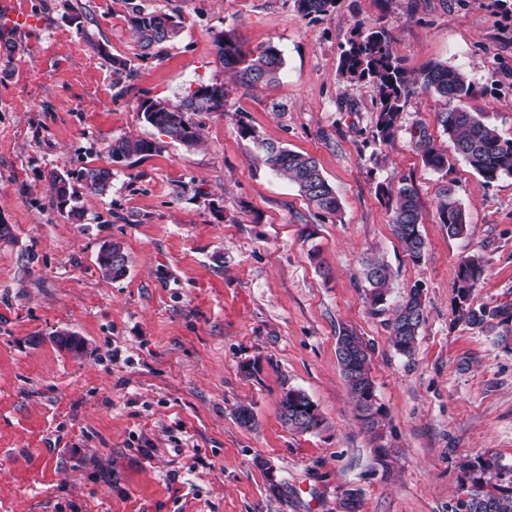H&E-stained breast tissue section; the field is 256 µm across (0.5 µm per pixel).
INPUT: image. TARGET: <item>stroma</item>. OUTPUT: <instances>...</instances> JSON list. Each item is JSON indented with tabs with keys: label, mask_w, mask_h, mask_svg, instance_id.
Returning <instances> with one entry per match:
<instances>
[{
	"label": "stroma",
	"mask_w": 512,
	"mask_h": 512,
	"mask_svg": "<svg viewBox=\"0 0 512 512\" xmlns=\"http://www.w3.org/2000/svg\"><path fill=\"white\" fill-rule=\"evenodd\" d=\"M136 6L180 20L178 35L142 54ZM2 11L38 23L0 28V224L14 229L0 240V512H340L348 489L361 512H455L461 463L495 456L512 470V352L459 320L455 290L476 255L472 304H512V177L488 184L460 160L424 164L420 135L453 151L437 122L453 103L431 93H414L380 142L376 87L337 72L350 39L385 30L408 72L461 68L478 90L472 107L512 137V0H336L314 20L296 0H0ZM225 30L280 50L276 85L237 84L215 51ZM213 83L225 110L201 116L198 144L143 121L144 101L176 104ZM241 118L316 157L339 211L319 212L266 169ZM123 136L160 149L113 166ZM87 165L112 167V186L83 195L75 221L48 173ZM405 182L423 215L418 260L391 226L389 198ZM450 186L460 238L441 222ZM107 240L129 255L123 279L97 270ZM367 257L392 270L388 306L423 290L412 354L370 310ZM346 328L368 348L385 412L378 446L337 361ZM62 332L83 350L57 347ZM289 388L315 403L320 428L281 423ZM240 405L253 428L236 422Z\"/></svg>",
	"instance_id": "1"
}]
</instances>
